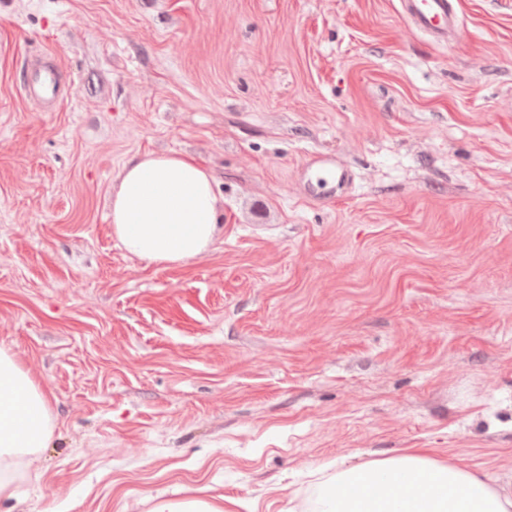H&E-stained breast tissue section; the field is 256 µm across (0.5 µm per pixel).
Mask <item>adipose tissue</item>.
Here are the masks:
<instances>
[{"instance_id": "obj_1", "label": "adipose tissue", "mask_w": 512, "mask_h": 512, "mask_svg": "<svg viewBox=\"0 0 512 512\" xmlns=\"http://www.w3.org/2000/svg\"><path fill=\"white\" fill-rule=\"evenodd\" d=\"M109 218L128 253L182 266L214 246L224 203L213 173L193 157L147 153L125 163ZM54 428L41 385L0 348V500L15 497L26 461L47 447ZM317 512H512V493L419 451L337 471L321 484Z\"/></svg>"}]
</instances>
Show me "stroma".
<instances>
[{"mask_svg":"<svg viewBox=\"0 0 512 512\" xmlns=\"http://www.w3.org/2000/svg\"><path fill=\"white\" fill-rule=\"evenodd\" d=\"M458 3L439 45L399 0H0V347L56 422L0 512H312L421 448L512 491V0ZM146 152L217 178L187 265L112 237ZM23 88L29 96L48 103H60L67 97L61 80L50 68L32 71L31 78ZM351 172L335 159L334 155L318 153L302 167V181L308 184L314 179L316 183L336 182V187L351 182ZM153 512H224V503L201 497L176 502L161 500L155 504Z\"/></svg>","mask_w":512,"mask_h":512,"instance_id":"stroma-1","label":"stroma"}]
</instances>
